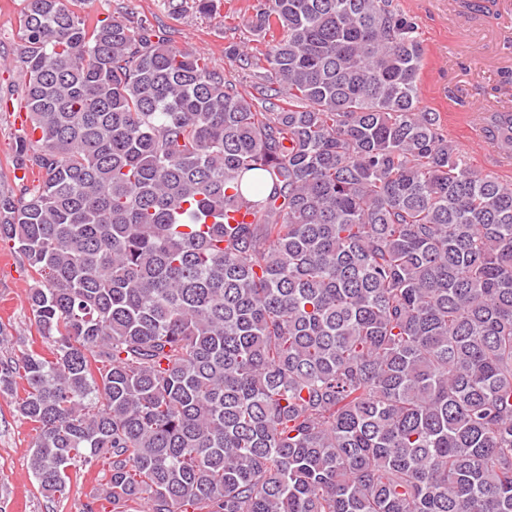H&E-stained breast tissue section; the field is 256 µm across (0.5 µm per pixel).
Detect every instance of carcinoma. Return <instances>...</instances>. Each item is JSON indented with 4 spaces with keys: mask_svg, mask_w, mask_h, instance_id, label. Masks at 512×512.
<instances>
[{
    "mask_svg": "<svg viewBox=\"0 0 512 512\" xmlns=\"http://www.w3.org/2000/svg\"><path fill=\"white\" fill-rule=\"evenodd\" d=\"M27 0L0 242L34 270L42 496L80 512H512V183L419 105L395 0H265L245 94L147 20ZM286 86L292 102L277 104ZM482 136L512 152V112ZM244 204L250 223L227 224Z\"/></svg>",
    "mask_w": 512,
    "mask_h": 512,
    "instance_id": "1",
    "label": "carcinoma"
}]
</instances>
